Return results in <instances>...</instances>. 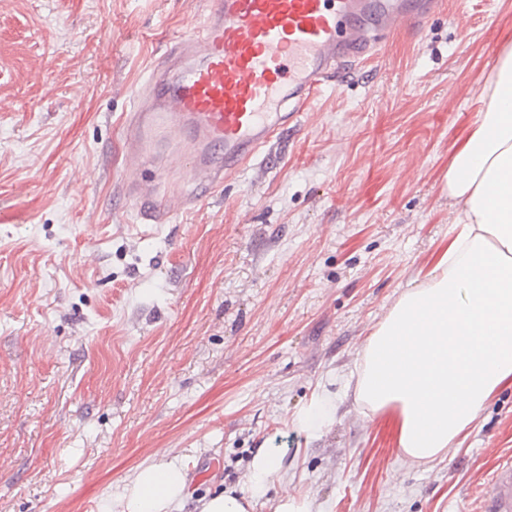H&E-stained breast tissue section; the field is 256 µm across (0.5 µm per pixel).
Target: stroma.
Wrapping results in <instances>:
<instances>
[{"label":"stroma","instance_id":"35a3bbf8","mask_svg":"<svg viewBox=\"0 0 512 512\" xmlns=\"http://www.w3.org/2000/svg\"><path fill=\"white\" fill-rule=\"evenodd\" d=\"M203 0H0V512H113L162 452L273 512H486L512 388L433 463L356 401L372 330L448 243L447 176L512 0H440L206 205L119 188L130 91ZM279 473L251 480L260 449Z\"/></svg>","mask_w":512,"mask_h":512}]
</instances>
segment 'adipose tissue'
<instances>
[{"mask_svg":"<svg viewBox=\"0 0 512 512\" xmlns=\"http://www.w3.org/2000/svg\"><path fill=\"white\" fill-rule=\"evenodd\" d=\"M488 104L448 169L455 234L425 280L371 334L357 397L400 409L399 444L430 463L463 438L484 403L512 384V50L483 92ZM184 462L141 465L120 512H175Z\"/></svg>","mask_w":512,"mask_h":512,"instance_id":"obj_1","label":"adipose tissue"}]
</instances>
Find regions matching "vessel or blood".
<instances>
[{
	"label": "vessel or blood",
	"mask_w": 512,
	"mask_h": 512,
	"mask_svg": "<svg viewBox=\"0 0 512 512\" xmlns=\"http://www.w3.org/2000/svg\"><path fill=\"white\" fill-rule=\"evenodd\" d=\"M201 27L173 40L122 130L123 186L141 223L206 203L299 118L323 86L423 23L436 0H205ZM488 512H512V464L492 475Z\"/></svg>",
	"instance_id": "1"
}]
</instances>
